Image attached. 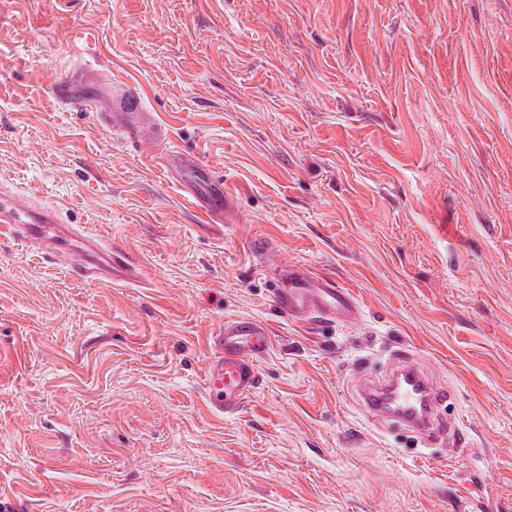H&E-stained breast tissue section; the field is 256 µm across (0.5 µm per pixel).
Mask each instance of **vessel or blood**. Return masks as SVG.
Masks as SVG:
<instances>
[{
  "instance_id": "1",
  "label": "vessel or blood",
  "mask_w": 512,
  "mask_h": 512,
  "mask_svg": "<svg viewBox=\"0 0 512 512\" xmlns=\"http://www.w3.org/2000/svg\"><path fill=\"white\" fill-rule=\"evenodd\" d=\"M140 97L126 91L113 97L108 114L113 125L129 128L137 117ZM216 196L204 201L207 223L224 219V198L219 191L224 182L208 175ZM0 227L19 240L39 244L64 268L77 272L84 280L113 284L130 279L135 267L130 259L112 246L101 245L60 223L51 206L32 209L16 195H0ZM270 288L277 308L296 323L315 319L348 320L358 313L349 290L335 280L313 273L296 264H277L270 272ZM215 353L204 373L209 409L218 414L236 411L259 383L258 363L272 345L268 324L255 318H235L224 322L213 338ZM443 393L429 375L407 362L405 353L393 357V368L381 383L366 385L365 399L372 421L410 430L428 441H445L452 431L447 419L436 410Z\"/></svg>"
}]
</instances>
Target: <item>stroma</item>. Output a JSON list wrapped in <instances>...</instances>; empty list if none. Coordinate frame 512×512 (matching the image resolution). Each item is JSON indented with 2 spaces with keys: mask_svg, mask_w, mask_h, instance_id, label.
<instances>
[{
  "mask_svg": "<svg viewBox=\"0 0 512 512\" xmlns=\"http://www.w3.org/2000/svg\"><path fill=\"white\" fill-rule=\"evenodd\" d=\"M109 74L137 138L101 117ZM159 124L195 166L161 165ZM0 191L137 271L0 237V512H512V0H0ZM275 262L359 316L291 322ZM237 317L273 348L220 418L204 368ZM397 349L447 390L449 442L360 406ZM206 178L213 189L220 192L219 196H211L207 201H201L205 209L204 215L207 223L220 224L224 220V181L215 174L205 173Z\"/></svg>",
  "mask_w": 512,
  "mask_h": 512,
  "instance_id": "obj_1",
  "label": "stroma"
}]
</instances>
